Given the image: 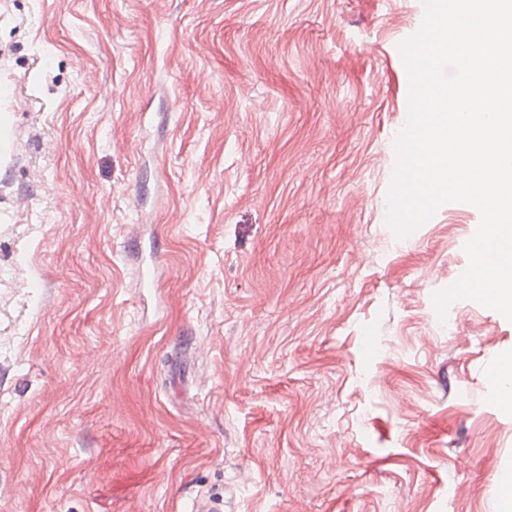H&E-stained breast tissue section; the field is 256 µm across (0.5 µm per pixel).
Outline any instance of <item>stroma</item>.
<instances>
[{"instance_id": "obj_1", "label": "stroma", "mask_w": 512, "mask_h": 512, "mask_svg": "<svg viewBox=\"0 0 512 512\" xmlns=\"http://www.w3.org/2000/svg\"><path fill=\"white\" fill-rule=\"evenodd\" d=\"M422 19L0 0V512H501L479 212L386 223Z\"/></svg>"}]
</instances>
